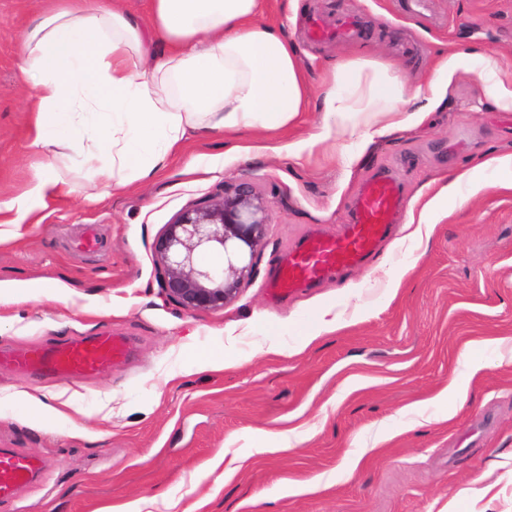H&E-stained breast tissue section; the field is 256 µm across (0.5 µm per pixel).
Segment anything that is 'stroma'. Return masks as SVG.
<instances>
[{"mask_svg":"<svg viewBox=\"0 0 512 512\" xmlns=\"http://www.w3.org/2000/svg\"><path fill=\"white\" fill-rule=\"evenodd\" d=\"M41 0H0V203L27 187L43 158L31 143L32 92L19 44ZM356 14L362 32L310 37L311 16ZM305 70L306 112L285 131L191 138L150 181L83 193L86 168L63 157L57 177L73 192L45 201L0 244V351L55 345L102 330L127 336L125 362L90 378L0 368V448L41 456L45 470L0 512H103L131 501L143 512H512V193L488 187L430 240L407 239L414 199L446 184L483 153L512 152V112L498 110L478 74L460 67L443 103L416 129L371 145L352 166L330 144L295 161L289 143L322 120L325 73L364 54L391 64L406 87L429 81L442 53L486 52L512 68V0H302L284 30ZM250 155H242V148ZM387 173L402 204L377 254L292 295L268 291L278 261L305 236L343 233L365 186ZM252 182L269 203L270 231L256 274L221 310L169 301L152 243L185 208ZM94 230L98 247L76 246ZM408 267L396 297L387 271ZM334 307L345 327L297 351L298 323ZM477 336L506 343L482 352L477 374L457 362ZM278 354H267L270 345ZM229 355L234 367L199 369ZM468 384L455 417L407 405L450 377ZM61 394L73 421L36 423L28 397ZM301 441L280 446L279 432ZM390 439L377 443L380 433Z\"/></svg>","mask_w":512,"mask_h":512,"instance_id":"stroma-1","label":"stroma"}]
</instances>
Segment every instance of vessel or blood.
<instances>
[{
  "label": "vessel or blood",
  "instance_id": "vessel-or-blood-1",
  "mask_svg": "<svg viewBox=\"0 0 512 512\" xmlns=\"http://www.w3.org/2000/svg\"><path fill=\"white\" fill-rule=\"evenodd\" d=\"M358 31L355 16L327 25L320 17L310 20V33L319 39H350ZM401 201L397 185L388 178L372 182L363 192L350 224L335 238L305 239L275 271L272 286L281 293L308 287L330 272L363 263L390 230L389 215ZM129 353L126 339L100 332L52 347H33L9 360L18 370L48 373L60 378L95 376ZM41 461L0 450V501L12 499L18 488L42 470Z\"/></svg>",
  "mask_w": 512,
  "mask_h": 512
}]
</instances>
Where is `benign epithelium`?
<instances>
[{"label":"benign epithelium","mask_w":512,"mask_h":512,"mask_svg":"<svg viewBox=\"0 0 512 512\" xmlns=\"http://www.w3.org/2000/svg\"><path fill=\"white\" fill-rule=\"evenodd\" d=\"M270 227L266 198L249 182L184 209L153 244L168 300L186 311L217 310L237 298L255 273V254ZM203 251L224 255L220 270L198 264Z\"/></svg>","instance_id":"benign-epithelium-1"}]
</instances>
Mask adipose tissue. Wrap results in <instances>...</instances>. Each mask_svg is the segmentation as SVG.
I'll return each mask as SVG.
<instances>
[{"instance_id": "1", "label": "adipose tissue", "mask_w": 512, "mask_h": 512, "mask_svg": "<svg viewBox=\"0 0 512 512\" xmlns=\"http://www.w3.org/2000/svg\"><path fill=\"white\" fill-rule=\"evenodd\" d=\"M263 0H149L142 29L108 0H49L22 36V71L34 147L47 160L79 155L98 188L148 178L188 136L278 131L305 111L310 88L282 26L262 21ZM486 81L493 103L512 112V71L491 54L441 57L427 85L406 88L389 66L363 58L336 63L324 85V120L289 144L302 159L333 141L345 165L369 145L419 126L462 62ZM420 101L419 109L407 106ZM512 192V153L481 155L471 168L419 202L413 237L431 236L439 215L462 208L486 186ZM35 170L26 190L0 204V243L18 235L29 202L64 193Z\"/></svg>"}]
</instances>
